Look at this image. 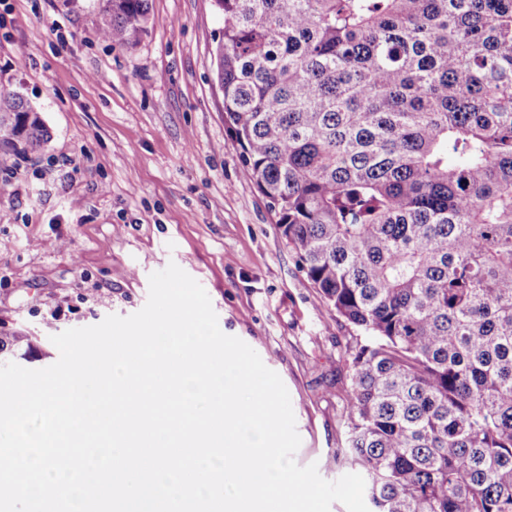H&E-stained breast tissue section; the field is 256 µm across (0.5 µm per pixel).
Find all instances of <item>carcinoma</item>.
<instances>
[{"label":"carcinoma","instance_id":"1","mask_svg":"<svg viewBox=\"0 0 512 512\" xmlns=\"http://www.w3.org/2000/svg\"><path fill=\"white\" fill-rule=\"evenodd\" d=\"M224 122L352 356L371 512H512V0H213ZM134 43L149 0H103ZM50 139L0 91V148Z\"/></svg>","mask_w":512,"mask_h":512}]
</instances>
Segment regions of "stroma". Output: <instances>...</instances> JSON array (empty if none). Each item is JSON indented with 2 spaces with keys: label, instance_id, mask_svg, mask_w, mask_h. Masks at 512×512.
<instances>
[{
  "label": "stroma",
  "instance_id": "1",
  "mask_svg": "<svg viewBox=\"0 0 512 512\" xmlns=\"http://www.w3.org/2000/svg\"><path fill=\"white\" fill-rule=\"evenodd\" d=\"M136 43L104 40L99 0H0V90L33 106L51 137L0 149V364L57 361L51 338L146 304L169 263L208 293L225 334L285 384L302 466L334 481L350 355L364 334L322 304L224 125L212 0H150Z\"/></svg>",
  "mask_w": 512,
  "mask_h": 512
}]
</instances>
